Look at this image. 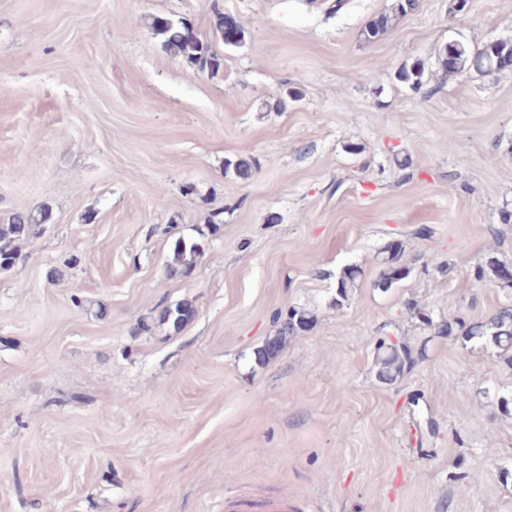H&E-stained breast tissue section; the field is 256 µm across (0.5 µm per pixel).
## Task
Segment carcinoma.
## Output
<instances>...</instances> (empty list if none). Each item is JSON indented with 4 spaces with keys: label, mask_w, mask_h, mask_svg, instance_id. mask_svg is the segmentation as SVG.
Returning a JSON list of instances; mask_svg holds the SVG:
<instances>
[{
    "label": "carcinoma",
    "mask_w": 512,
    "mask_h": 512,
    "mask_svg": "<svg viewBox=\"0 0 512 512\" xmlns=\"http://www.w3.org/2000/svg\"><path fill=\"white\" fill-rule=\"evenodd\" d=\"M392 17L379 16L370 21L364 31L365 40L373 41L387 32ZM153 31L163 36L164 46L181 55L195 70L217 75L224 68V56L214 50L209 43L202 42L192 31L190 24L184 20L154 17L151 20ZM213 36L225 47H237L245 41L246 32L243 25H232L223 11L218 10L213 16ZM455 56L458 61V71L472 69L479 74L489 71L491 64L512 59V43L505 41L492 42L481 48L474 49L462 42L449 44L438 59L442 72H448V57ZM46 223L45 208L39 207L22 212H15L0 222V270L12 267L18 256V243L26 239L33 228ZM199 246L179 240L174 245V261L185 264L186 254L196 255ZM400 251L391 250L388 266L381 272L377 287L387 291L396 286L406 276L404 267L397 264ZM359 276L356 268H347L339 277L336 295L342 299L348 298L351 288ZM195 314L194 306L189 302L176 304L174 307L163 309L161 319L169 322L176 329L186 326ZM279 334L269 339L258 350L261 359L275 357L288 337L295 336L305 330L310 323L306 312L297 309L290 310L286 315L277 318ZM463 341L491 345L501 352L512 351V302L501 304L488 317L467 325L460 323ZM415 362L411 348L406 344L380 342L375 350L374 370L376 379L385 385H393L401 378L407 368Z\"/></svg>",
    "instance_id": "obj_1"
}]
</instances>
